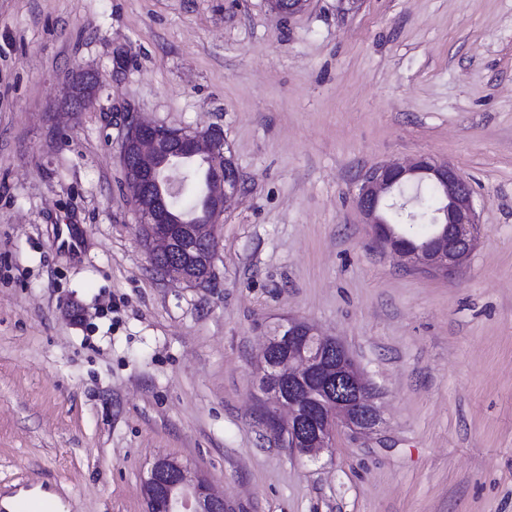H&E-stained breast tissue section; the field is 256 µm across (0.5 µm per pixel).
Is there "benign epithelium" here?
I'll list each match as a JSON object with an SVG mask.
<instances>
[{
  "instance_id": "obj_1",
  "label": "benign epithelium",
  "mask_w": 512,
  "mask_h": 512,
  "mask_svg": "<svg viewBox=\"0 0 512 512\" xmlns=\"http://www.w3.org/2000/svg\"><path fill=\"white\" fill-rule=\"evenodd\" d=\"M96 77L76 70L71 74L66 104L79 108L98 96ZM200 157L214 172L206 181L210 217L205 224L176 222L171 198L180 188L178 171L162 178V169L185 158ZM119 159L126 180L134 189L133 207L138 227L146 232L148 250L171 257L176 237L190 246L202 245L204 253L184 256V268L163 274L191 285L207 283L212 276L217 242L212 228L221 223L224 211L243 189V178L224 139L212 131L170 130L143 121L128 112ZM430 181L440 190L443 207L434 219L433 245L412 251L386 229L383 210L404 209L409 201L399 194L401 186ZM357 203L377 241L409 265L446 276L460 269L478 242L479 215L467 180L454 166L428 156L392 162L371 170L359 187ZM280 358L269 363L268 422L287 436L289 447L308 459H316L333 447L336 429L353 435L379 431L382 417L376 393L354 358L334 337L290 319L280 326L276 340ZM145 512H224V498L202 475H193L178 459L158 457L143 476Z\"/></svg>"
}]
</instances>
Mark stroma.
<instances>
[{"label":"stroma","instance_id":"35a3bbf8","mask_svg":"<svg viewBox=\"0 0 512 512\" xmlns=\"http://www.w3.org/2000/svg\"><path fill=\"white\" fill-rule=\"evenodd\" d=\"M83 68L98 101L68 110ZM218 128L244 192L209 283L150 263L121 112ZM418 155L470 183L479 243L399 263L355 197ZM336 337L380 431L309 460L266 424L258 356ZM171 455L228 512H512V0H0V498L145 512Z\"/></svg>","mask_w":512,"mask_h":512}]
</instances>
